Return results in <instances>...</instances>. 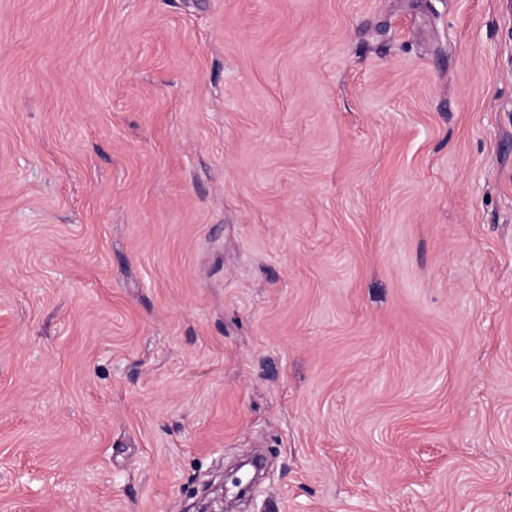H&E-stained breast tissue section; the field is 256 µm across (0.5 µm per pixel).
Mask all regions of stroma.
<instances>
[{"instance_id":"1","label":"stroma","mask_w":512,"mask_h":512,"mask_svg":"<svg viewBox=\"0 0 512 512\" xmlns=\"http://www.w3.org/2000/svg\"><path fill=\"white\" fill-rule=\"evenodd\" d=\"M512 512V0H0V512ZM246 465L248 463H241L230 473L225 474L222 481L217 484L213 481L207 482L197 503L196 512H224V482L226 476L231 479L233 486L238 488V496H241L245 489L251 488L256 477L254 475L250 476L247 471H242Z\"/></svg>"}]
</instances>
